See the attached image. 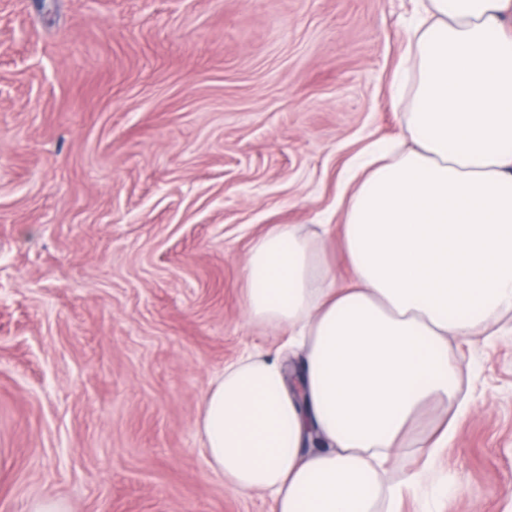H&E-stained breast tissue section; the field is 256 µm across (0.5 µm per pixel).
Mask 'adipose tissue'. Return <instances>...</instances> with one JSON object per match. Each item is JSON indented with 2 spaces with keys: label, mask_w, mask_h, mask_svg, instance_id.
<instances>
[{
  "label": "adipose tissue",
  "mask_w": 512,
  "mask_h": 512,
  "mask_svg": "<svg viewBox=\"0 0 512 512\" xmlns=\"http://www.w3.org/2000/svg\"><path fill=\"white\" fill-rule=\"evenodd\" d=\"M393 96L399 146L364 156L342 228L350 279L325 235L279 224L244 265L250 321L302 353L247 354L203 397L208 463L272 512H396L402 449L434 462L468 408L452 343L512 313V0H417ZM457 418L412 434L431 403Z\"/></svg>",
  "instance_id": "obj_1"
}]
</instances>
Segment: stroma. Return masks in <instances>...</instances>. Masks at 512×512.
Instances as JSON below:
<instances>
[{
  "instance_id": "obj_1",
  "label": "stroma",
  "mask_w": 512,
  "mask_h": 512,
  "mask_svg": "<svg viewBox=\"0 0 512 512\" xmlns=\"http://www.w3.org/2000/svg\"><path fill=\"white\" fill-rule=\"evenodd\" d=\"M411 0H0V512H270L208 465L202 399L273 352L243 267L342 224ZM452 353L469 410L398 512H512V314Z\"/></svg>"
}]
</instances>
